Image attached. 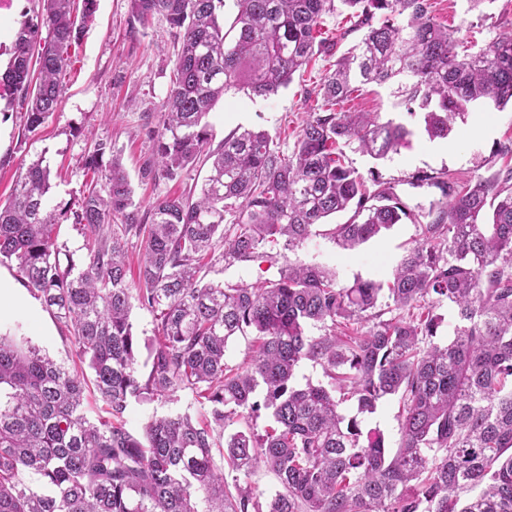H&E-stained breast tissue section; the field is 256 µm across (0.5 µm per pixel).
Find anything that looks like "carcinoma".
I'll list each match as a JSON object with an SVG mask.
<instances>
[{
	"label": "carcinoma",
	"mask_w": 512,
	"mask_h": 512,
	"mask_svg": "<svg viewBox=\"0 0 512 512\" xmlns=\"http://www.w3.org/2000/svg\"><path fill=\"white\" fill-rule=\"evenodd\" d=\"M234 2L225 26L223 0H131L140 26L162 15L178 45L141 176L174 181L208 161L199 188L157 198L146 224L120 157L99 140L84 165L103 183L75 211L47 209L52 172L41 156L20 167L0 203V263H15L92 373L0 336V512H512V170L465 188L418 176L440 198L412 209L345 152L384 160L413 134L345 109L365 85L397 83L400 105L424 112L431 138L448 137L476 107L512 105V35L473 52L436 21L431 0ZM74 3L38 0L0 74L28 133L56 111L70 49L96 11V0H83L78 23ZM335 11L357 18L363 35L307 93L291 151L255 129L211 148L215 102L231 88L274 95L316 54L332 53L316 31ZM337 213L349 218L324 236L349 251L405 219L417 225L387 283L343 284L333 268L290 258ZM70 215L92 243L82 269L55 235ZM130 234L145 250L136 290ZM258 261L278 276L216 278ZM135 301L156 315L150 340L134 329ZM445 304L454 324L440 343ZM311 326L322 334L309 335ZM247 335L253 354L229 364V344ZM305 361L327 383L297 385ZM90 388L109 419L88 418ZM179 391L199 399L200 418H156L140 438L125 428L131 402ZM393 396L402 403L394 452L358 420ZM347 401L357 415L342 413ZM263 412L271 424L259 434ZM235 423L245 428L224 437ZM226 464L244 476L264 466L282 490L264 506L248 483L235 478L229 489Z\"/></svg>",
	"instance_id": "1"
}]
</instances>
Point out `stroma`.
<instances>
[{
  "label": "stroma",
  "mask_w": 512,
  "mask_h": 512,
  "mask_svg": "<svg viewBox=\"0 0 512 512\" xmlns=\"http://www.w3.org/2000/svg\"><path fill=\"white\" fill-rule=\"evenodd\" d=\"M434 14L440 22L458 29L460 37H471L481 44L512 31V0H487L476 9L469 0H434ZM174 60L171 29L164 17H155L147 28L135 29L131 26L130 0H97L92 20L70 50L58 108L43 127L37 133L24 134L22 110L9 109L5 99H0V200H8L21 165L41 154L53 174L49 206L59 210L76 203L93 179L84 167V158L99 139L111 141L142 209H149L157 197L185 193L201 183L206 174L202 168L190 170L175 181L145 182L140 176L151 154L147 131L160 119ZM334 61V55L314 57L294 74L288 87L269 97L230 90L208 117L215 140H223L242 126L266 130L282 149L291 148L305 117L304 96ZM396 102V85H368L352 107L406 124L414 131L410 141L397 154L379 162L353 150L348 156L361 174L374 169L393 182L397 194L411 207L429 204L440 196L436 187L412 186L413 175L444 172L458 185H467L492 147L512 140L511 107L474 110L459 123L457 134L433 140L424 130L422 116H409ZM417 234L415 224L406 220L352 253L317 235L296 256L335 268L346 284L358 277L384 280L405 251L414 246ZM0 277L10 281L15 296L14 304L0 312V334L25 337L51 357L74 364L67 329L31 295L15 265L0 263ZM199 410L194 395L185 391L174 402L153 399L131 403L125 423L139 436L153 416L170 412L195 415Z\"/></svg>",
  "instance_id": "stroma-1"
}]
</instances>
